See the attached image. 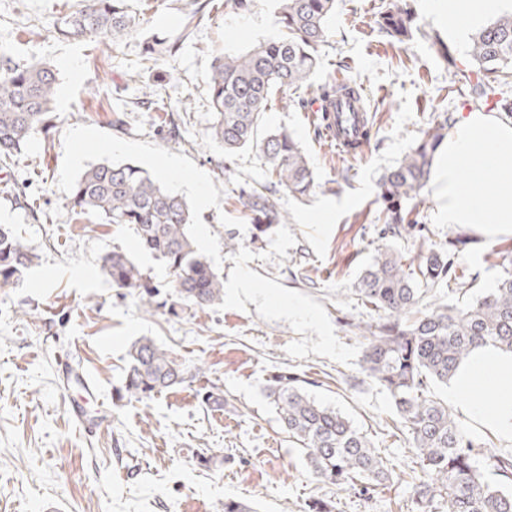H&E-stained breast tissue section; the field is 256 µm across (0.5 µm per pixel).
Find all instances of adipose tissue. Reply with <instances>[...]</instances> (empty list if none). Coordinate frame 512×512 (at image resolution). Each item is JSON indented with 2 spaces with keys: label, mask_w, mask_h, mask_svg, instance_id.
<instances>
[{
  "label": "adipose tissue",
  "mask_w": 512,
  "mask_h": 512,
  "mask_svg": "<svg viewBox=\"0 0 512 512\" xmlns=\"http://www.w3.org/2000/svg\"><path fill=\"white\" fill-rule=\"evenodd\" d=\"M437 21L459 43L469 29L484 25L494 13L512 11V0H428ZM446 398L462 414L503 439L512 441V352L483 347L461 365Z\"/></svg>",
  "instance_id": "ef3b65f1"
}]
</instances>
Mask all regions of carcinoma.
Returning a JSON list of instances; mask_svg holds the SVG:
<instances>
[{
  "label": "carcinoma",
  "instance_id": "carcinoma-1",
  "mask_svg": "<svg viewBox=\"0 0 512 512\" xmlns=\"http://www.w3.org/2000/svg\"><path fill=\"white\" fill-rule=\"evenodd\" d=\"M281 36L243 54L215 57L208 83L213 123L209 138L224 153L252 147L265 160L269 177L295 196L316 187L313 169L295 138L287 131L262 130L263 113L276 92L306 85L319 65V48L327 42L329 20L336 0H280ZM199 16L192 15L173 40L147 49V59L171 57L188 37ZM137 13L129 0H81L79 9L61 18L59 32L69 38L103 35L114 42L136 30ZM379 28L402 42L413 35L415 20L405 5L386 11ZM470 56L480 73L473 98L495 96L500 111L512 114V98L501 95L512 77V16L480 28L472 38ZM57 84L56 72L43 64L21 63L0 57V157L21 152L32 134L49 133ZM323 112L339 98L366 113L357 85L331 81L318 88ZM443 140L439 128L379 182L386 206L379 220L385 232L396 235L409 223L404 200L418 197L430 175L432 157ZM79 215L106 224L130 227L139 250L160 261L169 271V311L182 306L206 309L223 302L224 277L199 254L187 227L190 209L185 199L164 192L155 179L132 164L102 162L90 165L79 177L69 198ZM243 207L264 232L280 220L263 192L246 195ZM474 239L458 235L448 249L421 251L405 262L382 248L364 268L355 288L358 300L383 313L382 322L364 336L362 371L386 389L396 411L394 427L407 435L420 475L413 484L414 512H512V453H498L492 442L477 439L431 388L448 384L459 365L484 346L512 352V262L502 264L498 291L477 298L468 311L454 304H434L417 310L420 283L435 286L455 272L454 258ZM36 255L14 232L0 226V288L17 282ZM101 269L112 286L134 290L145 306L160 294L137 259L114 250L101 258ZM184 363L154 340L143 337L128 352L119 397L144 402L186 381ZM309 381L294 372L269 377L266 397L278 421L312 473L321 481L367 492L391 482L393 467L373 448L368 434L350 418L325 406L307 391Z\"/></svg>",
  "mask_w": 512,
  "mask_h": 512
}]
</instances>
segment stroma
I'll use <instances>...</instances> for the list:
<instances>
[{
  "mask_svg": "<svg viewBox=\"0 0 512 512\" xmlns=\"http://www.w3.org/2000/svg\"><path fill=\"white\" fill-rule=\"evenodd\" d=\"M78 2L0 0V53L48 64L58 77L54 128L0 160V224L38 256L13 287L0 288V512H44L50 502L61 512H224L228 499L252 512H311L316 499L333 512H411L413 450L405 435H393L389 397L361 362L289 357L297 333L287 322L261 319L252 303L243 311H146L100 268L112 248L137 253L132 231L79 217L57 181L64 133L80 124L187 156L224 190L219 208L202 213L225 257L220 274L229 276L232 254L249 249L256 255L249 269L314 297L340 341L359 346L382 314L361 305L354 285L379 248L410 258L446 248L458 232L434 226L438 205L427 186L405 204L413 228L383 236L377 183L428 129L474 111L469 46L451 45L449 60L441 55L437 43L448 31L425 12L424 0H407L418 29L403 44L379 30L395 0H336L319 70L308 87L274 97L264 115L265 129H287L315 172V191L300 198L273 183L257 150L228 157L207 136L214 57L280 36L277 0H213L209 10L206 0H133L139 25L116 44L59 34L61 17ZM200 7L204 17L180 51L147 60V45L177 37ZM340 77L362 87L373 113L371 142L353 158L327 138L315 112L318 86ZM118 114L124 125L116 129ZM255 187L264 188L296 238L286 257L260 258L270 238L256 236L240 201ZM223 214L246 229L223 226ZM510 257L512 237L490 241L481 270L468 271V284H450L449 294L464 297L471 282L501 271ZM143 336L172 350L194 375L148 402H113L128 350ZM277 368L306 376L312 397L367 431L395 467L390 484L363 494L310 472L264 395ZM214 389L223 409L203 402ZM75 408L82 419H73ZM202 453L211 456L209 466L200 465Z\"/></svg>",
  "mask_w": 512,
  "mask_h": 512,
  "instance_id": "35a3bbf8",
  "label": "stroma"
}]
</instances>
